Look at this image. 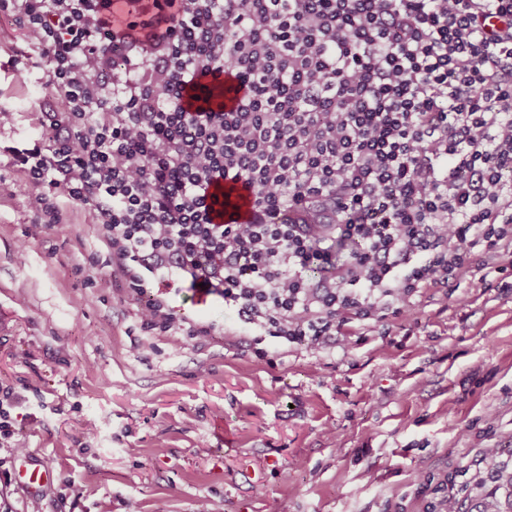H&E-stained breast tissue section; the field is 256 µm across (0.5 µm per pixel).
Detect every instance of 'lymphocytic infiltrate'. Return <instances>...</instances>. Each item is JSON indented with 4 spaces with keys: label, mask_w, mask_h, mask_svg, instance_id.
<instances>
[{
    "label": "lymphocytic infiltrate",
    "mask_w": 512,
    "mask_h": 512,
    "mask_svg": "<svg viewBox=\"0 0 512 512\" xmlns=\"http://www.w3.org/2000/svg\"><path fill=\"white\" fill-rule=\"evenodd\" d=\"M65 109L9 148L40 231L90 210L144 332L177 274L319 350L470 268L512 273V0H0ZM245 89L222 99L225 72ZM244 181L252 219L209 188ZM352 241L341 265L321 249ZM329 276L313 279L318 269ZM235 190L232 192L231 204L216 211L214 216L215 223L243 224L248 222L252 216V204L250 192L245 189L242 183L234 185Z\"/></svg>",
    "instance_id": "f902f5d3"
}]
</instances>
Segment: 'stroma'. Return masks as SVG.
Instances as JSON below:
<instances>
[{
  "mask_svg": "<svg viewBox=\"0 0 512 512\" xmlns=\"http://www.w3.org/2000/svg\"><path fill=\"white\" fill-rule=\"evenodd\" d=\"M25 44L0 15V147L39 127L45 78L11 62ZM35 218L26 174L0 156V426L56 475L17 490L0 447V512H433L490 473L486 448L512 459V288L496 275H462L350 350L254 344L221 297L187 289L173 315L214 333L152 336L90 212L63 208L40 234Z\"/></svg>",
  "mask_w": 512,
  "mask_h": 512,
  "instance_id": "1",
  "label": "stroma"
}]
</instances>
